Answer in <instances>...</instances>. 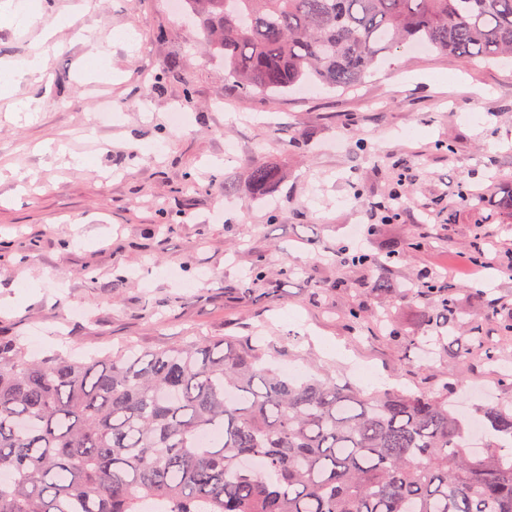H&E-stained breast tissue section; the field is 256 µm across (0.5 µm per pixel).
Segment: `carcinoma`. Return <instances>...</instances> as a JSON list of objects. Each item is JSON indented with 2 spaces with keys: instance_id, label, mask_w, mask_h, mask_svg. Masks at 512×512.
Instances as JSON below:
<instances>
[{
  "instance_id": "obj_1",
  "label": "carcinoma",
  "mask_w": 512,
  "mask_h": 512,
  "mask_svg": "<svg viewBox=\"0 0 512 512\" xmlns=\"http://www.w3.org/2000/svg\"><path fill=\"white\" fill-rule=\"evenodd\" d=\"M224 78L280 95L303 84L351 87L404 47L467 64L512 59V0H186ZM277 171L256 164L260 198ZM476 224H512V192H464ZM379 257L343 247L336 264ZM364 294L394 291L366 276ZM402 295L420 323L487 362L481 320L416 275ZM265 348L201 338L76 361L0 345V512H512V459L465 444L448 397L336 378H287ZM512 441V407L487 411ZM261 457L266 471L241 465Z\"/></svg>"
}]
</instances>
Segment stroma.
I'll list each match as a JSON object with an SVG mask.
<instances>
[{
    "label": "stroma",
    "instance_id": "35a3bbf8",
    "mask_svg": "<svg viewBox=\"0 0 512 512\" xmlns=\"http://www.w3.org/2000/svg\"><path fill=\"white\" fill-rule=\"evenodd\" d=\"M78 2L27 0L31 18L19 22L0 0V60L29 55L54 14ZM88 2L56 32L41 77L0 92V299L13 300L0 306L1 342H28L37 328L43 353L103 356L258 336L267 359L300 378L328 369L369 392L444 393L476 419L512 402L503 370L512 340L499 337L512 316V272L460 263L478 234L487 249H512V230L478 227L457 197L462 185L492 197L512 189V62L402 51L353 88L246 95L206 52L196 18L172 15L169 0ZM118 28L132 41L114 40ZM99 58L113 82L87 79ZM456 73L467 90L427 82ZM31 99L39 107L29 116ZM177 110L189 115L178 133L169 124ZM228 140L238 147L230 159ZM257 162L280 173L264 202L248 183ZM397 186L409 203L369 234L371 206ZM351 224L369 253L387 237L419 243L380 274L399 287L419 270L443 273L447 292L494 339L497 363H458L453 347L430 352L414 321L420 301L363 295L364 272L335 259L352 242ZM259 259L265 278L242 295L240 280ZM296 265L308 279L283 276ZM355 307L366 314L359 331L349 321ZM355 359L367 376L352 369Z\"/></svg>",
    "mask_w": 512,
    "mask_h": 512
}]
</instances>
